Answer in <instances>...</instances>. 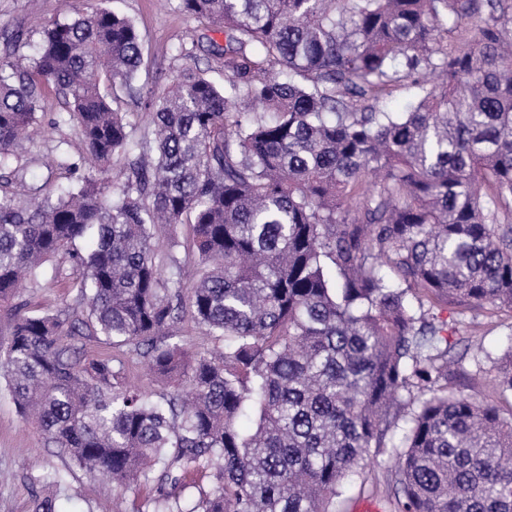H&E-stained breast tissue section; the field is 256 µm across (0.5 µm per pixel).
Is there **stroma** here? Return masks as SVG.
<instances>
[{"mask_svg":"<svg viewBox=\"0 0 512 512\" xmlns=\"http://www.w3.org/2000/svg\"><path fill=\"white\" fill-rule=\"evenodd\" d=\"M77 0H0V53L29 63L42 39L43 27L69 18ZM105 7L119 11L136 23L143 40L144 64L138 83L143 92H162L184 65L179 48L192 49L198 68L216 83H223L224 69L214 48L224 47V32L208 21L177 11L172 0H105ZM65 101L55 90H45L41 121L44 130L27 143L19 163L27 190L49 189L69 181L56 165L57 159L77 155L79 130L59 124L67 112ZM30 310L65 312L72 302L69 281L58 278L37 286L25 284L19 291ZM448 317L458 320L459 330L469 339L470 349L461 364L457 390L473 399L496 406L503 416L512 415V398L500 394L494 384L497 359L512 342V312L486 308L470 311L449 304ZM396 457L389 449L371 452L361 462L350 490L336 512H354L360 501L374 502L381 512H391L392 472ZM60 471L65 482L59 495L60 512H96L100 502L115 499L120 512H127L137 497L127 491L116 499L102 480L89 478L71 467L56 449L45 447L35 426L18 413L6 382L0 378V512H29L31 490L25 481L30 472Z\"/></svg>","mask_w":512,"mask_h":512,"instance_id":"obj_1","label":"stroma"}]
</instances>
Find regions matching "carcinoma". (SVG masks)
<instances>
[{
    "label": "carcinoma",
    "instance_id": "carcinoma-1",
    "mask_svg": "<svg viewBox=\"0 0 512 512\" xmlns=\"http://www.w3.org/2000/svg\"><path fill=\"white\" fill-rule=\"evenodd\" d=\"M176 7L224 29V85L186 67L141 96L136 26L103 7L45 29L27 67L0 57V302L65 254L69 335L122 353L90 357L60 315L12 305L0 376L20 414L116 495L145 489L136 512H336L372 448L396 453L395 512H512V418L454 390L438 316L512 311V0ZM46 86L89 167L28 201L14 162ZM400 88L413 100L386 110ZM124 95L150 114L140 136L113 107ZM181 224L199 258L188 291ZM186 309L222 350L184 347ZM125 356L172 385L126 383ZM496 380L512 394V346ZM199 471L213 482L188 500ZM29 482L31 512H56L64 476Z\"/></svg>",
    "mask_w": 512,
    "mask_h": 512
}]
</instances>
